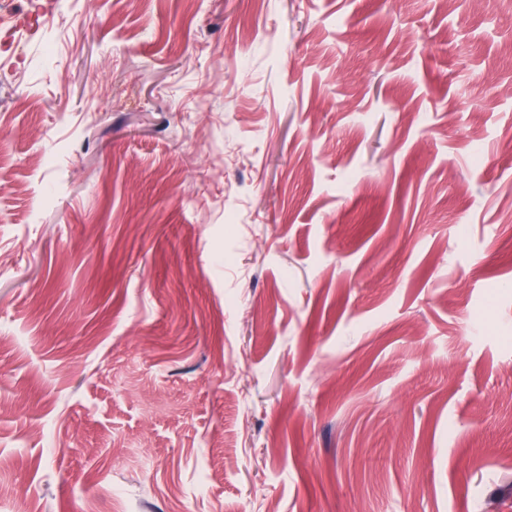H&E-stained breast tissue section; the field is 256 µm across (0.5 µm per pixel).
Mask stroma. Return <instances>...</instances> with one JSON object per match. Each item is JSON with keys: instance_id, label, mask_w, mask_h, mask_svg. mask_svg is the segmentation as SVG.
<instances>
[{"instance_id": "obj_1", "label": "stroma", "mask_w": 512, "mask_h": 512, "mask_svg": "<svg viewBox=\"0 0 512 512\" xmlns=\"http://www.w3.org/2000/svg\"><path fill=\"white\" fill-rule=\"evenodd\" d=\"M0 512H512V0H12Z\"/></svg>"}]
</instances>
